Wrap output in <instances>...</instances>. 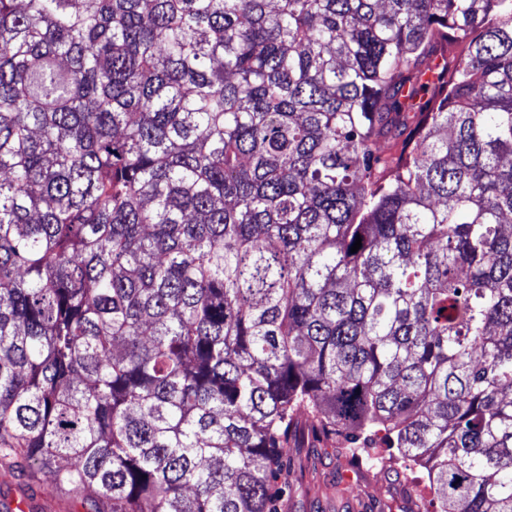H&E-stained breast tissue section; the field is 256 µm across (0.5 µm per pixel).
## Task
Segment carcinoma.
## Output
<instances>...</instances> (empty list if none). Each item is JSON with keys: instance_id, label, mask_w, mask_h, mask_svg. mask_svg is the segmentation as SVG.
I'll return each instance as SVG.
<instances>
[{"instance_id": "obj_1", "label": "carcinoma", "mask_w": 512, "mask_h": 512, "mask_svg": "<svg viewBox=\"0 0 512 512\" xmlns=\"http://www.w3.org/2000/svg\"><path fill=\"white\" fill-rule=\"evenodd\" d=\"M303 430L512 512V0H0V468L278 512Z\"/></svg>"}]
</instances>
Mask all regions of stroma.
<instances>
[{"mask_svg": "<svg viewBox=\"0 0 512 512\" xmlns=\"http://www.w3.org/2000/svg\"><path fill=\"white\" fill-rule=\"evenodd\" d=\"M420 468L378 472L353 463L332 441L301 436L288 450L283 512H409L413 496L432 498Z\"/></svg>", "mask_w": 512, "mask_h": 512, "instance_id": "35a3bbf8", "label": "stroma"}]
</instances>
